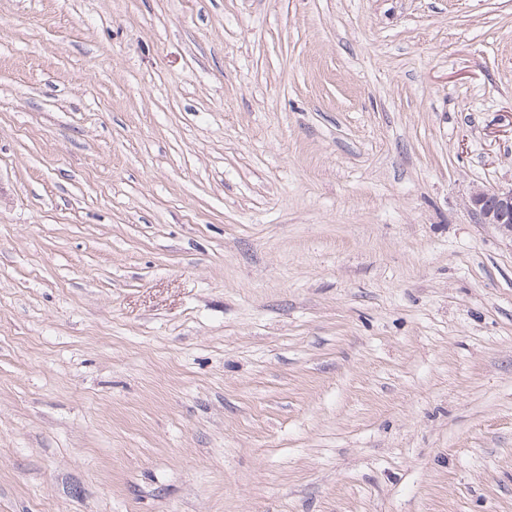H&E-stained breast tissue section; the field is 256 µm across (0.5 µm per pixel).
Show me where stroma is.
Wrapping results in <instances>:
<instances>
[{
	"mask_svg": "<svg viewBox=\"0 0 512 512\" xmlns=\"http://www.w3.org/2000/svg\"><path fill=\"white\" fill-rule=\"evenodd\" d=\"M512 0H0V512H512ZM466 207L478 224H492L512 239V186L493 190L476 187Z\"/></svg>",
	"mask_w": 512,
	"mask_h": 512,
	"instance_id": "stroma-1",
	"label": "stroma"
}]
</instances>
